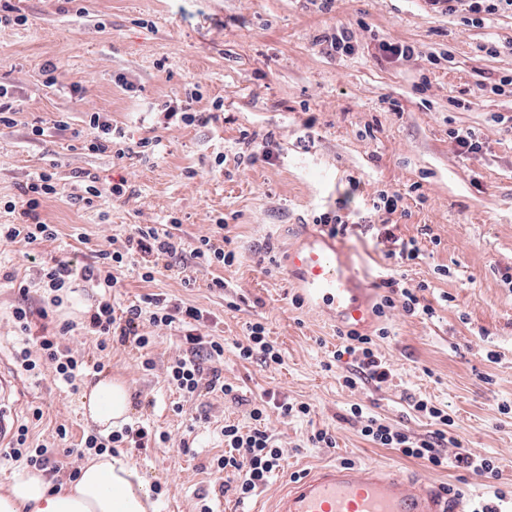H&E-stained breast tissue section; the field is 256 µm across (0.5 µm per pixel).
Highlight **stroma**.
Segmentation results:
<instances>
[{
  "label": "stroma",
  "mask_w": 512,
  "mask_h": 512,
  "mask_svg": "<svg viewBox=\"0 0 512 512\" xmlns=\"http://www.w3.org/2000/svg\"><path fill=\"white\" fill-rule=\"evenodd\" d=\"M25 25L0 26V83L20 104L15 126L0 127V225L4 209L31 173L54 172L64 195L45 199L42 219L57 236L28 244L0 243V368L16 375L18 418L41 407L30 429L33 444L52 445L58 424L78 447L93 422L82 416V390L100 376L120 378L132 398L131 424L167 432L169 446L125 448L150 491L154 512H256L304 469L327 463L384 464L403 476L452 484L476 503L512 490V85L499 94L480 90L512 78V13L482 25L432 11L427 0H12ZM347 28L353 51L330 55L318 38ZM411 45V57L389 63L379 44ZM495 44L488 54L484 45ZM59 63L60 85L47 86L44 60ZM198 101H190L191 90ZM173 100L193 109L221 101L218 122L165 127L154 107ZM109 115L128 138L159 137L150 162L117 160L82 150L69 134L35 141L32 125L51 127L58 116L78 128L86 111ZM468 129L482 148L460 153L451 130ZM223 164H216L217 155ZM106 186L127 179L129 197L88 208L78 196L84 178ZM400 195L394 213L374 210L380 191ZM340 212L351 229L338 242L372 298L380 275L427 283L434 316L400 310L373 318L365 333L386 328L378 350L394 378L383 387L350 390L339 377L346 363L328 367L342 346L338 324L297 303L286 271L288 246L320 232L315 216ZM176 217V236L194 244L206 225L224 218L236 253L232 266L160 269L153 280L134 268L121 274L120 301L147 294L180 299L206 312L203 333L222 341V374L235 396L213 393L180 399L165 367L185 352L177 330L162 331L156 367L136 368L137 353L113 343L102 373H88L77 393L48 376L22 370L10 313L22 303L20 282L35 286L36 262L64 259L83 267L110 242H124L133 225ZM417 239L418 259L387 258L377 235L384 225ZM192 285H185V278ZM226 282L210 289L212 278ZM100 289L76 278L53 310L55 323L81 322ZM265 322L281 363L261 366L239 356L247 322ZM277 401L308 402L306 417L270 410L267 429L284 450L275 479L247 501L221 492L211 465L224 451L221 428L251 427L250 404L263 393ZM428 398L454 420L468 451L494 459L499 479L452 468L434 469L363 439L346 417L351 404L423 437L430 420L411 398ZM183 412H174L175 403ZM327 429L332 448L307 437ZM190 434V448L180 446Z\"/></svg>",
  "instance_id": "1"
}]
</instances>
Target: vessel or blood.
I'll list each match as a JSON object with an SVG mask.
<instances>
[{"label": "vessel or blood", "instance_id": "obj_1", "mask_svg": "<svg viewBox=\"0 0 512 512\" xmlns=\"http://www.w3.org/2000/svg\"><path fill=\"white\" fill-rule=\"evenodd\" d=\"M287 274L308 306L348 327L372 318L363 283L335 240L311 234L288 249ZM15 376L0 370V447L15 431ZM271 512H471L468 500L445 487L378 466L336 463L315 467L286 485Z\"/></svg>", "mask_w": 512, "mask_h": 512}]
</instances>
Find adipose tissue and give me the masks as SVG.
I'll use <instances>...</instances> for the list:
<instances>
[{
  "instance_id": "adipose-tissue-1",
  "label": "adipose tissue",
  "mask_w": 512,
  "mask_h": 512,
  "mask_svg": "<svg viewBox=\"0 0 512 512\" xmlns=\"http://www.w3.org/2000/svg\"><path fill=\"white\" fill-rule=\"evenodd\" d=\"M83 407L101 427L128 421L131 398L124 382L106 378L88 389ZM149 491L122 454L89 459L73 483L50 489L36 472L16 475L0 490V512H148Z\"/></svg>"
}]
</instances>
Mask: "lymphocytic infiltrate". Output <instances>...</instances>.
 Segmentation results:
<instances>
[{
  "instance_id": "1",
  "label": "lymphocytic infiltrate",
  "mask_w": 512,
  "mask_h": 512,
  "mask_svg": "<svg viewBox=\"0 0 512 512\" xmlns=\"http://www.w3.org/2000/svg\"><path fill=\"white\" fill-rule=\"evenodd\" d=\"M438 12L460 14L463 21L484 23L490 16L505 10H512V0H427ZM86 133L83 137L85 148L93 153L112 151L117 159L139 157L150 160L154 157L160 141L158 138H143L130 142L123 128L113 125L105 113L89 112L85 115ZM62 188L53 174L40 172L33 175L22 189L19 200L7 202L8 210L16 212L17 223L0 229V239L13 241L23 239L33 243L55 238L54 225L41 218L40 207L44 199L61 195ZM224 222H216L214 229L200 236L193 247H186L182 238L170 230L155 224L135 225L121 247L98 251L97 264L76 270L68 260L39 264L38 285L49 297V308L40 309L41 318H48L50 307L60 306L62 294L70 290L75 276L96 282L101 288H117L120 280L118 269L128 265L136 266L143 279H153L161 262L191 260L198 266L213 264L232 265L234 251L225 249L220 232ZM384 293L374 307L377 317H384L387 311L399 308L408 314L433 316L434 309L425 304L423 294L426 284L409 285L404 280L387 274L379 281ZM204 320L202 309L176 302L160 294L144 297L141 303L117 310L112 302L101 300L86 312L82 327L97 335L98 349L103 358L87 362L83 355L71 346L65 345L66 336L74 329L73 323L65 322L56 326L51 333L35 337L32 343L23 344L16 351V361L25 371H45L54 379L75 385L76 381L90 371H101L105 358L112 355L113 342L130 344L139 351V364L149 370L154 360L148 352L157 343L153 329L177 328L183 331L188 354L174 357L166 367L165 376L169 385L185 396L200 392H218L229 395L232 385L226 384L218 366L224 356V345L202 336L198 327ZM344 349L334 351L333 360L351 357V368L343 377L348 388H356L363 382L382 385L392 381L394 371L379 354L374 336L355 330L345 333ZM269 400L253 403L249 417L254 426L242 430L239 425L227 424L222 429L224 453L214 460L217 473L231 476L235 482L234 491L239 498L250 497L258 489L267 486L281 466L284 452L275 445L264 427L268 410L273 407ZM282 416H306L311 412L307 402H282L275 405ZM414 411L433 419L437 428L427 437H417L407 431L386 424L366 415L361 404L350 407L351 421L360 423V433L368 441L382 448L398 450L404 457L420 460L435 467H451L477 476L495 478L499 470L493 459L480 457L463 449L458 438L452 433L453 419L447 411L426 399L412 402ZM170 436L144 426H125L106 435L89 433L81 441L82 448L102 454L121 445L134 448L147 447L149 443H167Z\"/></svg>"
}]
</instances>
